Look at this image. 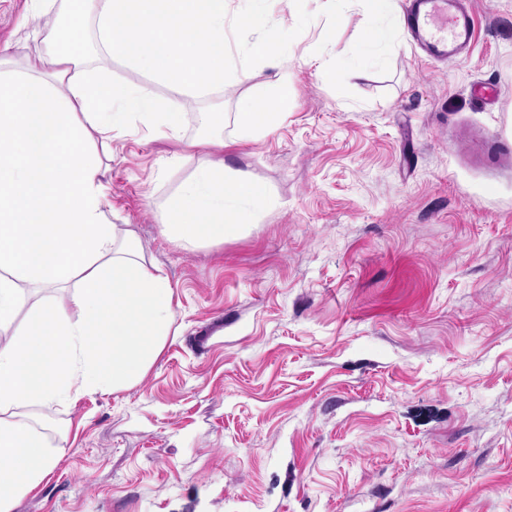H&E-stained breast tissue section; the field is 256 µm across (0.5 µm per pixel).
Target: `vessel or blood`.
Returning <instances> with one entry per match:
<instances>
[{"label":"vessel or blood","mask_w":512,"mask_h":512,"mask_svg":"<svg viewBox=\"0 0 512 512\" xmlns=\"http://www.w3.org/2000/svg\"><path fill=\"white\" fill-rule=\"evenodd\" d=\"M453 0H407L404 20L427 59L447 61L456 49L469 46L472 18L467 11L452 10Z\"/></svg>","instance_id":"b4317fda"}]
</instances>
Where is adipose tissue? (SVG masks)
Returning <instances> with one entry per match:
<instances>
[{
    "label": "adipose tissue",
    "mask_w": 512,
    "mask_h": 512,
    "mask_svg": "<svg viewBox=\"0 0 512 512\" xmlns=\"http://www.w3.org/2000/svg\"><path fill=\"white\" fill-rule=\"evenodd\" d=\"M62 34L24 69L0 65V512L36 488L64 455L30 408L139 383L174 322L172 290L132 228L103 210L107 167L93 141L111 142L130 113L177 132L183 114L166 100L88 71L80 31L93 17L95 47L177 94L224 81L227 0H62ZM289 75L243 100L241 133L273 127ZM267 192L223 162L197 169L172 197L163 231L178 246L222 242L253 224ZM62 294L17 321L20 283Z\"/></svg>",
    "instance_id": "1"
}]
</instances>
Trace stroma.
I'll use <instances>...</instances> for the list:
<instances>
[{
    "label": "stroma",
    "mask_w": 512,
    "mask_h": 512,
    "mask_svg": "<svg viewBox=\"0 0 512 512\" xmlns=\"http://www.w3.org/2000/svg\"><path fill=\"white\" fill-rule=\"evenodd\" d=\"M463 6L475 36L452 61L423 59L397 5L357 78L359 0L231 25L224 85L196 98L90 54L183 114L175 134L136 113L113 132L104 206L175 320L141 383L34 407L66 453L12 512H512V0ZM38 8L58 5L0 0L11 67L45 46ZM285 73L280 120L242 136L239 102ZM219 159L270 201L178 247L167 201Z\"/></svg>",
    "instance_id": "35a3bbf8"
}]
</instances>
